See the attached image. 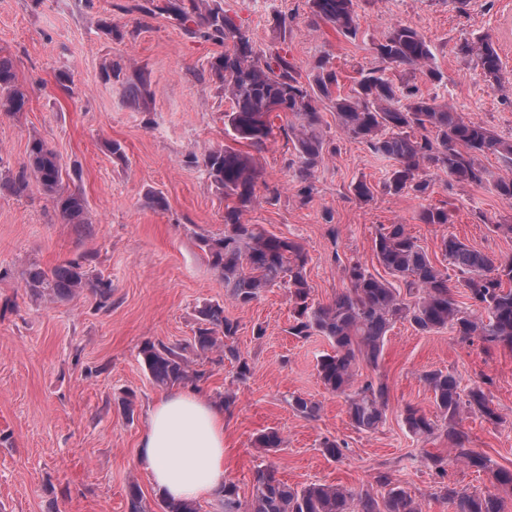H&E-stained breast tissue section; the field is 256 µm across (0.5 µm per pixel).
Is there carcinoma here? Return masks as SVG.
<instances>
[{
    "instance_id": "cac0c4a2",
    "label": "carcinoma",
    "mask_w": 512,
    "mask_h": 512,
    "mask_svg": "<svg viewBox=\"0 0 512 512\" xmlns=\"http://www.w3.org/2000/svg\"><path fill=\"white\" fill-rule=\"evenodd\" d=\"M314 20L336 27L346 37L357 38L358 14L354 0H308ZM132 11L161 13L182 26L192 37L224 46V53L211 63L210 72L223 86L231 101L224 124L237 142L244 141L249 152L228 145L209 147L191 154V162L204 167L215 191L224 196V231L219 235L196 234V245L210 268L222 277L227 297L240 306L257 300L266 289L288 285L292 322L288 334L307 338H328L334 351L318 360L317 374L331 393L344 397L348 417L355 428L370 432L383 421L389 403L388 387L382 381L355 384L359 362L374 368L381 356L385 336L392 323L405 320L418 332L428 334L449 329L461 343L479 338L487 347L512 349V256L497 257L474 248L457 236L444 235L442 255L458 273V287L471 306L456 299L448 273L437 268L404 224L382 227L374 240L378 264L403 283L404 289L370 273L360 263L344 267L348 285L328 304L314 303L306 278L309 258L303 246L292 238L277 235L245 215L260 201V186L267 185L254 153L264 150L273 135L271 114L291 116L288 140L296 160L294 174L307 198L312 179L324 163L325 140L318 104L327 100L336 111L340 128L367 144L369 149L393 161L384 189L394 195H428L430 170L448 174V182L482 185L494 183L503 200L512 202V175H496L481 163L485 155L497 156L512 171V139L502 138L483 124L467 119L454 107L424 96L415 86H397L387 76L389 67L419 69L432 81L441 74L432 67L430 44L416 29L397 24L374 52L382 66L363 71L351 90L335 94L338 75L320 58L308 74L279 54L262 58L251 38L220 0H164L151 7L135 3ZM459 53L474 57L492 87L503 77L501 58L491 35L484 34L459 46ZM147 80L135 70L127 78V90L135 106L144 102ZM28 89L18 83L11 58L0 56V117H13L24 110ZM72 179L61 158L49 143L34 137L28 145L27 161L14 171L0 156V189L21 197L32 181L38 182L58 211L61 223L87 228L92 221L88 201L78 186L64 188ZM423 224L450 223L448 209L426 206L418 213ZM25 281L37 299L67 298L90 290L106 300L112 282L92 277L86 260H72L50 270L32 263ZM240 322L224 315V306L206 303L198 310L197 328L190 343L171 347L147 341L140 348L142 363L152 383L162 389L197 387L207 376L200 361L221 365L227 357L236 362V380L244 382L251 373L248 359L235 349ZM423 381L433 392L434 403L444 420L443 436L453 454L452 461L491 474L496 491L469 493L447 484L438 487L436 498L451 512H508L498 490L512 493V469L493 468L491 460L470 447L463 416L478 414L492 422L501 416L492 407L484 385L487 376L469 387L457 377L441 371H427ZM288 404L307 418L318 414V405L296 396ZM410 433L429 438L436 423L420 410L407 407L403 416ZM255 445L270 454L284 445L281 434L270 429L260 433ZM431 456L428 464L440 478L447 476L448 461ZM382 494L353 492L340 485L311 483L301 488L278 477L273 463L254 468L251 500L240 498L235 483L228 482L219 494L224 512H423L422 503L392 483L386 472L375 476ZM158 512H199L187 500L159 497Z\"/></svg>"
}]
</instances>
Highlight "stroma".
<instances>
[{
  "label": "stroma",
  "instance_id": "35a3bbf8",
  "mask_svg": "<svg viewBox=\"0 0 512 512\" xmlns=\"http://www.w3.org/2000/svg\"><path fill=\"white\" fill-rule=\"evenodd\" d=\"M133 0H0V55L11 57L29 101L17 117L0 118V157L12 167L27 159L31 135L44 138L64 165H78V185L93 215L89 233L61 223L38 183L24 197L0 192V512H128L130 483H137L147 512H156L158 490L137 464L138 442L149 404L161 391L140 364L145 341L167 345L192 339L197 310L218 301L241 330L235 345L252 367L235 384L234 361L208 366L201 396L235 388L236 406L224 428V467L241 498H250L252 471L272 460L289 485L312 482L358 491L375 488L377 472L422 500L424 512H448L433 497L438 477L430 455L447 456L443 436L420 439L406 428L405 407L436 417L423 372L454 374L462 386L491 378L486 391L502 417L480 416L463 426L471 446L492 465L512 468V350H486L481 341L457 342L449 330L417 332L396 321L387 333L377 367L360 365L359 379L389 387V405L371 432L351 424L343 397L317 377L321 355L331 352L323 336L298 339L287 333L288 291L273 287L242 307L225 297L224 281L198 249L194 234L224 229L222 199L191 153L231 144L224 114L231 103L213 80L209 62L222 45L190 37L166 16L128 12ZM224 10L247 30L264 56H286L300 71L324 57L349 93L360 71L380 64L373 44L395 24L422 33L442 80L430 82L417 70L398 69L396 85H415L427 96L454 106L471 120L512 138V0H357L360 33L345 38L329 24H315L308 0H221ZM288 28H280V16ZM110 20L114 36L96 22ZM488 34L495 41L505 82L491 87L476 60L459 54L464 41ZM141 70L148 93L141 107L126 101L121 81L106 78L104 60ZM68 76L69 88L59 79ZM326 155L312 180L308 202L289 161L293 145L287 115L274 118V134L260 155L276 194L247 216L273 233L298 241L308 254L312 298L328 303L346 287L344 265L358 262L369 272L384 270L373 252L381 226L406 225L438 268L450 270L439 250L453 234L484 252L512 256V235L492 224L512 218V204L492 184L449 183L431 171L432 191L419 200L383 188L389 159L345 135L329 105H322ZM119 142L124 159L108 152ZM375 189L363 202L353 194L359 181ZM162 193L165 209L152 207ZM447 205L446 225L420 223L422 205ZM87 257L95 275L111 280L112 295L90 291L41 304L25 286L29 264L51 268ZM265 334L255 338L253 331ZM298 394L319 406L306 419L288 404ZM132 398L133 418L123 413ZM276 429L285 440L277 454L256 448L258 434ZM343 443L341 460L326 455L324 440Z\"/></svg>",
  "mask_w": 512,
  "mask_h": 512
}]
</instances>
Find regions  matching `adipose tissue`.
Masks as SVG:
<instances>
[{
	"label": "adipose tissue",
	"instance_id": "1",
	"mask_svg": "<svg viewBox=\"0 0 512 512\" xmlns=\"http://www.w3.org/2000/svg\"><path fill=\"white\" fill-rule=\"evenodd\" d=\"M225 419L223 407L193 388L171 389L152 402L138 462L161 493L197 501L216 497L223 490L228 480Z\"/></svg>",
	"mask_w": 512,
	"mask_h": 512
}]
</instances>
